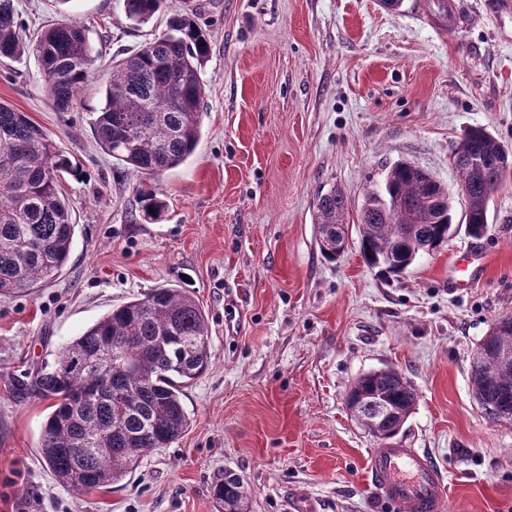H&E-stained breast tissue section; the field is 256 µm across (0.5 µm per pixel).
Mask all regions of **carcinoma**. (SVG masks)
<instances>
[{"label":"carcinoma","instance_id":"1","mask_svg":"<svg viewBox=\"0 0 512 512\" xmlns=\"http://www.w3.org/2000/svg\"><path fill=\"white\" fill-rule=\"evenodd\" d=\"M165 0H123L134 25L150 22ZM14 0H0V59L32 53L54 106L67 112L88 82L94 51L84 26L67 23L31 40L16 21ZM209 53L206 31L193 13L169 16L166 32L118 61L104 87V104L92 133L112 158L151 179L182 164L195 151L203 117L202 66ZM506 147L486 130L471 129L458 144L454 166L467 190L465 223L478 238L488 227V203L502 184ZM80 169L24 113L0 103V296L24 293L54 279L67 263L75 235L71 204L62 192L66 177ZM143 217L159 220L165 202L158 189H137ZM348 203L343 192L318 197L315 221L319 248L334 260L346 239ZM454 215L448 190L404 161L387 171L384 190L366 193L359 213L366 264L396 276L422 254L448 241ZM107 352L112 373L101 381L78 371ZM512 323L493 325L470 361L475 398L496 422L512 421ZM210 360L208 322L183 288H156L112 309L73 338L53 362L40 367L33 391L52 400L39 452L55 479L75 490L118 484L141 459L165 448L189 427L181 388L199 377ZM385 397L394 411L379 423L384 438L407 421L418 392L394 368L360 377L346 394L349 412L367 430L376 419L370 399ZM224 512H247L244 479L232 472L214 488Z\"/></svg>","mask_w":512,"mask_h":512}]
</instances>
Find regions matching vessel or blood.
<instances>
[{
  "label": "vessel or blood",
  "instance_id": "b4317fda",
  "mask_svg": "<svg viewBox=\"0 0 512 512\" xmlns=\"http://www.w3.org/2000/svg\"><path fill=\"white\" fill-rule=\"evenodd\" d=\"M367 474L380 498L397 512H446L443 476L420 449L397 443L373 449Z\"/></svg>",
  "mask_w": 512,
  "mask_h": 512
}]
</instances>
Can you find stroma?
I'll use <instances>...</instances> for the list:
<instances>
[{
	"instance_id": "obj_1",
	"label": "stroma",
	"mask_w": 512,
	"mask_h": 512,
	"mask_svg": "<svg viewBox=\"0 0 512 512\" xmlns=\"http://www.w3.org/2000/svg\"><path fill=\"white\" fill-rule=\"evenodd\" d=\"M441 2L166 0L136 26L123 0H15L29 32L84 24L99 57L67 112L34 56L0 62V102L82 170L64 183L76 226L67 264L0 296V512H219L212 489L229 470L246 480L250 512H289L295 491L316 512H392L365 468L379 441L344 403L356 379L387 367L419 393L397 440L441 469L450 512H512V423L486 416L470 380L479 343L512 316V181L474 239L453 165L474 127L512 148V7L449 0L458 23L442 36L424 16ZM185 10L210 42L202 134L190 158L153 178L166 208L146 221L140 176L99 149L91 122L113 60ZM398 161L450 191L459 229L387 279L362 258L358 213ZM333 187L348 201L349 236L330 262L315 213ZM471 252L484 253L482 274L453 288ZM170 285L208 319L210 364L182 389L187 431L112 487L59 484L38 453L51 402L32 392L34 373L112 308ZM231 293L246 312L235 337L224 334Z\"/></svg>"
}]
</instances>
